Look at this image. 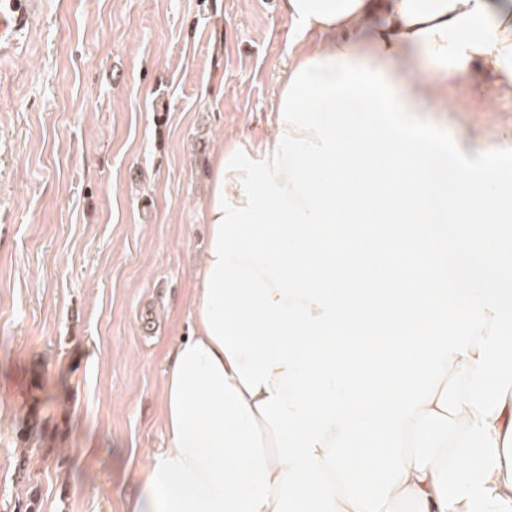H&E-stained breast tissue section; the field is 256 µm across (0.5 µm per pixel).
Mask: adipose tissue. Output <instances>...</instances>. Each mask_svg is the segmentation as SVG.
I'll list each match as a JSON object with an SVG mask.
<instances>
[{"instance_id":"obj_1","label":"adipose tissue","mask_w":512,"mask_h":512,"mask_svg":"<svg viewBox=\"0 0 512 512\" xmlns=\"http://www.w3.org/2000/svg\"><path fill=\"white\" fill-rule=\"evenodd\" d=\"M271 133L208 164L166 446L126 512H512V237L414 112L512 84V0H281ZM435 67L404 87L418 55Z\"/></svg>"}]
</instances>
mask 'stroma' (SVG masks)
Here are the masks:
<instances>
[{"instance_id":"35a3bbf8","label":"stroma","mask_w":512,"mask_h":512,"mask_svg":"<svg viewBox=\"0 0 512 512\" xmlns=\"http://www.w3.org/2000/svg\"><path fill=\"white\" fill-rule=\"evenodd\" d=\"M0 51V512H125L165 445L204 168L270 133L280 0H33ZM449 152L512 168V91L449 83Z\"/></svg>"}]
</instances>
